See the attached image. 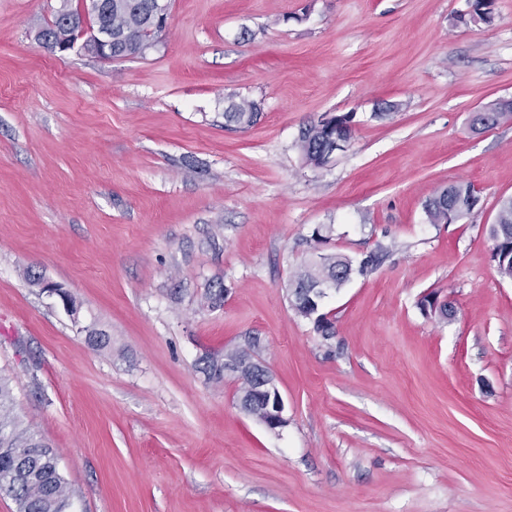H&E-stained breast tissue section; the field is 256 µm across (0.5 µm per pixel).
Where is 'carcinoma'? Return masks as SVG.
<instances>
[{
    "instance_id": "cac0c4a2",
    "label": "carcinoma",
    "mask_w": 512,
    "mask_h": 512,
    "mask_svg": "<svg viewBox=\"0 0 512 512\" xmlns=\"http://www.w3.org/2000/svg\"><path fill=\"white\" fill-rule=\"evenodd\" d=\"M85 17L90 29L102 26L112 29V59H133L145 54L147 46L142 41L143 33L154 26L152 15L153 0H104L105 8L97 9L96 0H85ZM493 0H473L470 18L473 22H487L491 19ZM54 38L72 41L74 31L64 25L59 14H54L50 23L37 33V39ZM259 112L253 103H242L224 112V121L239 129L252 126ZM512 119V105L498 102L490 111L476 113L472 126L484 124L488 127ZM354 114L334 115V124L317 122L306 126L300 137V150L305 164L314 169L326 166L325 156L336 140V131L352 137ZM481 198L473 185L459 182L451 184L425 202V213L432 224L446 223L453 219H464L471 215L480 204ZM489 237L494 242L492 260L497 274L512 280V197L498 202L495 223L489 226ZM385 253L381 245L361 260L357 267L360 275L366 274L378 265ZM352 262L336 253L320 254V263H307L299 267L291 281L304 287L318 278L332 280L336 286L344 282ZM298 315L314 321L321 335H332V323L324 313L295 306ZM258 352V343L250 341L247 346L224 353V358L212 359L203 368L208 379L220 381L224 372V359H231L242 365H250L252 354ZM0 491L10 494L15 500L17 512H68L71 505V490L60 473L54 450L23 425L14 412V399L9 379L0 376Z\"/></svg>"
}]
</instances>
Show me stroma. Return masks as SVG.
Returning <instances> with one entry per match:
<instances>
[{
	"instance_id": "stroma-1",
	"label": "stroma",
	"mask_w": 512,
	"mask_h": 512,
	"mask_svg": "<svg viewBox=\"0 0 512 512\" xmlns=\"http://www.w3.org/2000/svg\"><path fill=\"white\" fill-rule=\"evenodd\" d=\"M59 6L0 0V374L71 512H512V280L487 232L512 121L470 126L512 99V0L478 24L469 0H169L159 43L115 61L44 49ZM244 100L256 124L225 125ZM345 112V151L305 166L302 130ZM456 182L481 208L429 223ZM317 229L355 264L390 248L325 298L327 340L287 292ZM253 339L275 430L201 371Z\"/></svg>"
}]
</instances>
